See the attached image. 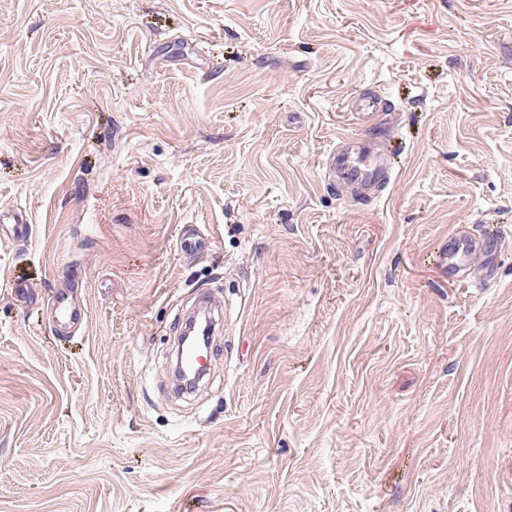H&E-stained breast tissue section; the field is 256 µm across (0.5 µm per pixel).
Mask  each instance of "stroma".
Returning a JSON list of instances; mask_svg holds the SVG:
<instances>
[{"instance_id": "1", "label": "stroma", "mask_w": 512, "mask_h": 512, "mask_svg": "<svg viewBox=\"0 0 512 512\" xmlns=\"http://www.w3.org/2000/svg\"><path fill=\"white\" fill-rule=\"evenodd\" d=\"M0 218V512H512V0H0ZM326 157L325 178L333 183L339 179L362 191L378 193L393 179L395 163L392 156L381 151L373 138L337 139L336 148ZM483 246V241L465 233L448 238V278H454L468 257ZM57 322L60 325L81 323L86 316V307L76 306L68 297L61 295L55 300Z\"/></svg>"}]
</instances>
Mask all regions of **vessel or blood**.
I'll return each instance as SVG.
<instances>
[{
	"instance_id": "b4317fda",
	"label": "vessel or blood",
	"mask_w": 512,
	"mask_h": 512,
	"mask_svg": "<svg viewBox=\"0 0 512 512\" xmlns=\"http://www.w3.org/2000/svg\"><path fill=\"white\" fill-rule=\"evenodd\" d=\"M395 164L390 154L374 146L371 139L350 141L337 139L335 148L327 155L325 176L328 181L341 180L360 190L378 193L392 181ZM480 239L459 234L448 240V273L456 275L465 266L468 257L481 249ZM57 321L62 325L82 322L84 307L73 304L66 296L55 300Z\"/></svg>"
}]
</instances>
